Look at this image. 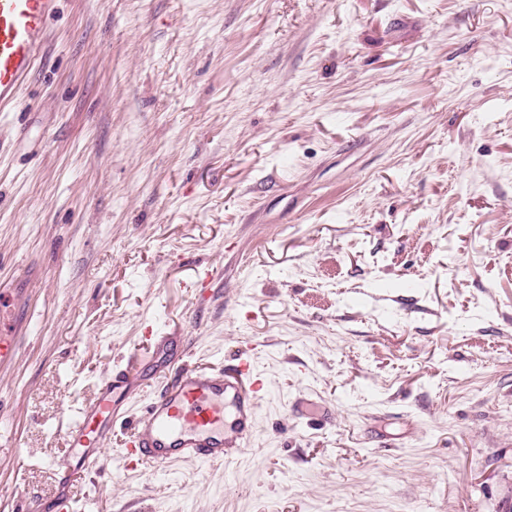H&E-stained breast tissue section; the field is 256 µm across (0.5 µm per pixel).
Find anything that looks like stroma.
Instances as JSON below:
<instances>
[{
  "mask_svg": "<svg viewBox=\"0 0 512 512\" xmlns=\"http://www.w3.org/2000/svg\"><path fill=\"white\" fill-rule=\"evenodd\" d=\"M0 303V512L150 332L249 359L256 434L131 471L130 399L73 512H502L512 0H60L0 112ZM24 326L15 323L11 317L0 328V366L9 364L18 351L19 336Z\"/></svg>",
  "mask_w": 512,
  "mask_h": 512,
  "instance_id": "obj_1",
  "label": "stroma"
}]
</instances>
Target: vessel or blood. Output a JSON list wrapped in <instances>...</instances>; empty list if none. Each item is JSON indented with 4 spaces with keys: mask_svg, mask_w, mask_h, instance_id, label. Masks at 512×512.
I'll return each mask as SVG.
<instances>
[{
    "mask_svg": "<svg viewBox=\"0 0 512 512\" xmlns=\"http://www.w3.org/2000/svg\"><path fill=\"white\" fill-rule=\"evenodd\" d=\"M59 0H0V110L16 103L45 48L49 24ZM23 327L0 324V366L18 351ZM137 363L116 368L98 386L93 399L67 426L71 448L60 463L61 490L36 512H70L69 484L105 467L112 426L122 416L123 400L146 392L147 402L123 442L127 466L160 470L182 461L232 467L256 429L260 382L247 362L235 367L182 366L161 386L137 383Z\"/></svg>",
    "mask_w": 512,
    "mask_h": 512,
    "instance_id": "b4317fda",
    "label": "vessel or blood"
}]
</instances>
